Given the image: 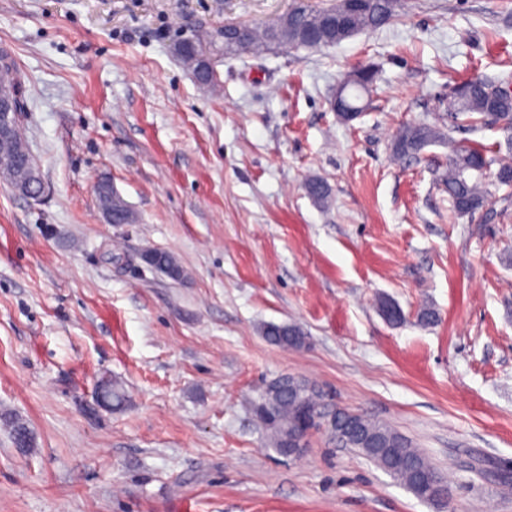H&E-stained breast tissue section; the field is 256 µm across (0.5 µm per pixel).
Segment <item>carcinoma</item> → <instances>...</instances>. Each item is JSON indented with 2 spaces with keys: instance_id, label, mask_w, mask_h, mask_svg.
<instances>
[{
  "instance_id": "obj_1",
  "label": "carcinoma",
  "mask_w": 512,
  "mask_h": 512,
  "mask_svg": "<svg viewBox=\"0 0 512 512\" xmlns=\"http://www.w3.org/2000/svg\"><path fill=\"white\" fill-rule=\"evenodd\" d=\"M401 8L402 0H364L355 27L362 32L383 28L399 16ZM290 15L291 24L286 29L243 28L232 36L224 35L220 43L202 31L194 30L185 36V42L178 44L179 53L188 62L217 53L234 57L260 50L317 48L336 45L344 39V34L337 28L325 27L327 20L336 15L329 6H316L311 0H293ZM320 27L323 28V36L314 44L306 42L304 33ZM352 74L357 77V83L351 85L350 106L362 112L364 105L360 101L376 81L377 72L358 68ZM461 86L464 87L462 98L448 101V128L421 122L404 125L394 136L391 150L398 159L415 157L427 146L448 140L451 154L448 170L442 174L441 181L448 191L454 212L459 216H469L483 209L488 202L483 179L492 165H497L496 183L512 187V157H494L485 145L457 142L447 137L445 130L451 131L464 123L470 126L494 124L512 142V94L501 91V85L484 77L471 78ZM0 87L20 89L15 65L0 63ZM98 198L101 208L112 211V223L129 224L134 221L126 203L112 197L109 187H103ZM379 310L392 324H399L404 319L401 308L390 301L380 302ZM263 333L269 342L280 347L299 348L305 343L304 333L295 325L268 324ZM100 390L105 400L115 407L126 401L123 391L110 380L101 382ZM324 405V395L316 384L292 376H283L270 383L252 403L256 416L268 432L270 445L280 455L288 454V435L299 429L303 416L309 411L320 412ZM337 414L341 415L347 429L348 447L383 469L419 500L429 503L433 500L428 488L417 485V475L421 472L434 474L438 488L446 487L445 478L429 458L400 433L364 415L360 416V423L355 424L344 415V410H338ZM10 428L14 443L21 449L34 446L32 433L24 421L16 418L11 421Z\"/></svg>"
}]
</instances>
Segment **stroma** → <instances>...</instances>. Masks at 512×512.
Instances as JSON below:
<instances>
[{
  "mask_svg": "<svg viewBox=\"0 0 512 512\" xmlns=\"http://www.w3.org/2000/svg\"><path fill=\"white\" fill-rule=\"evenodd\" d=\"M403 2L333 47L223 60L205 88L175 40L292 0H0L46 186L31 200L0 179V512H512V489L473 469L512 477V188L486 175L488 205L458 218L447 143L391 152L403 125L446 124L454 83L512 88V0ZM361 65L378 78L345 124L329 101ZM102 179L134 223L103 219ZM270 323L306 346L270 344ZM284 375L422 448L448 507L322 432L296 459L268 448L251 401Z\"/></svg>",
  "mask_w": 512,
  "mask_h": 512,
  "instance_id": "35a3bbf8",
  "label": "stroma"
}]
</instances>
